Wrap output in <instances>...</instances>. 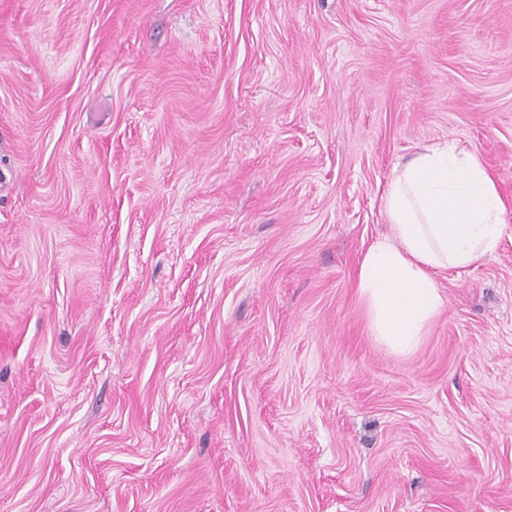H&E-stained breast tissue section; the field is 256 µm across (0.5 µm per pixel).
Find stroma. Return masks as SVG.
Returning <instances> with one entry per match:
<instances>
[{
  "label": "stroma",
  "instance_id": "35a3bbf8",
  "mask_svg": "<svg viewBox=\"0 0 512 512\" xmlns=\"http://www.w3.org/2000/svg\"><path fill=\"white\" fill-rule=\"evenodd\" d=\"M452 141L502 238L398 356ZM0 512H512V0H0ZM385 209L393 238L369 245L356 287L372 335L407 355L445 305L436 274L467 269L496 249L505 204L479 157L448 144L426 147L397 170Z\"/></svg>",
  "mask_w": 512,
  "mask_h": 512
}]
</instances>
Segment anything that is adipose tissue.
<instances>
[{
	"label": "adipose tissue",
	"mask_w": 512,
	"mask_h": 512,
	"mask_svg": "<svg viewBox=\"0 0 512 512\" xmlns=\"http://www.w3.org/2000/svg\"><path fill=\"white\" fill-rule=\"evenodd\" d=\"M385 209L394 234L369 245L356 287L372 335L407 355L445 305L436 274L467 269L496 249L505 204L479 157L450 144L400 167Z\"/></svg>",
	"instance_id": "ef3b65f1"
}]
</instances>
